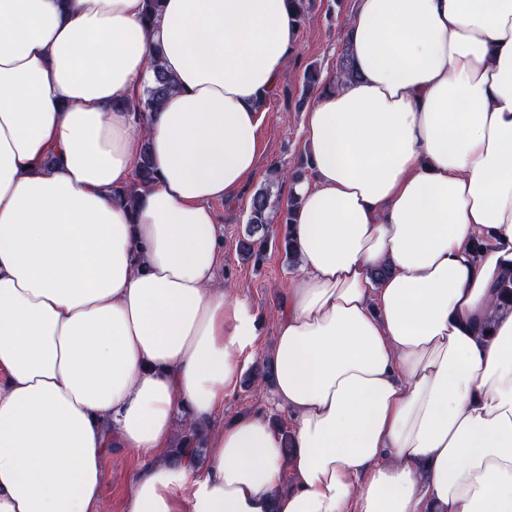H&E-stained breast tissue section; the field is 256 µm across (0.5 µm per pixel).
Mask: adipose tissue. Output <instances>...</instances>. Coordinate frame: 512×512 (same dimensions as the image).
I'll list each match as a JSON object with an SVG mask.
<instances>
[{"instance_id": "obj_1", "label": "adipose tissue", "mask_w": 512, "mask_h": 512, "mask_svg": "<svg viewBox=\"0 0 512 512\" xmlns=\"http://www.w3.org/2000/svg\"><path fill=\"white\" fill-rule=\"evenodd\" d=\"M143 7L0 0V512H100L113 447L141 461L123 512H512V0H356L355 77L313 98L291 187L290 430L175 463V415L211 425L260 334L212 204L257 173L298 27L288 0ZM155 46L178 86L140 128ZM155 179V172L150 161L149 153L145 152L141 156L134 183L125 190H115L114 196L118 199H122L123 197L124 199H129L134 195L138 186L150 184L154 182Z\"/></svg>"}]
</instances>
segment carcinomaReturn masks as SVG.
Masks as SVG:
<instances>
[{
  "label": "carcinoma",
  "mask_w": 512,
  "mask_h": 512,
  "mask_svg": "<svg viewBox=\"0 0 512 512\" xmlns=\"http://www.w3.org/2000/svg\"><path fill=\"white\" fill-rule=\"evenodd\" d=\"M153 84L146 89L145 93L139 98L123 102V106L134 116V122L138 125L145 124L152 112L156 111L160 102L175 87V79L168 74L159 63L160 49H153ZM354 77L353 71L347 63V56H342L339 69L335 77L328 78L322 76L321 70L315 65H308L302 75V90L298 101V107H303L307 97L311 93L322 91L327 88H334L338 84ZM155 172L152 167L148 151H143L141 160L137 169L134 183L124 190H115L113 195L119 199L131 198L136 192V188L154 182ZM296 203L293 199H288L285 207L273 211L270 207V186L259 189L252 197L250 217L245 232V236L239 240V252L247 260H261L265 246L269 239L270 224L277 223L284 225V230L280 233L278 246L282 250L288 265H295L296 253L292 244V238L289 231L290 224L293 223V209ZM199 429L191 426L189 434L184 436L180 446L172 454V460L176 461L186 450L198 452L196 448V439Z\"/></svg>",
  "instance_id": "1"
}]
</instances>
